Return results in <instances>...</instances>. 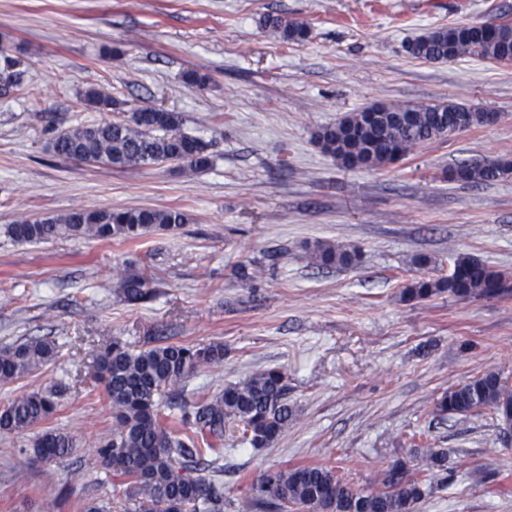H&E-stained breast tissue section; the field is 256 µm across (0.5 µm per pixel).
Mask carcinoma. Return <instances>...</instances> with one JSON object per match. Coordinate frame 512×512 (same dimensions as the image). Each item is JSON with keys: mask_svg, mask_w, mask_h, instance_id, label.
Instances as JSON below:
<instances>
[{"mask_svg": "<svg viewBox=\"0 0 512 512\" xmlns=\"http://www.w3.org/2000/svg\"><path fill=\"white\" fill-rule=\"evenodd\" d=\"M263 29L286 43L307 40L305 24L267 16ZM413 57L447 62L462 56L512 61V24H459L426 32L406 45ZM25 62L8 45L0 48V98L15 94L23 83ZM85 104L100 112L117 108L104 87L83 94ZM486 113L459 105L401 106L389 112L373 105L343 117L317 133L327 154L348 168L377 169L393 164L415 147L449 135V125L466 130L483 124ZM183 118L150 100L132 107L121 120L79 124L59 131L51 142L57 156L114 169L173 162L190 172L213 164L212 144L182 131ZM512 173V164L469 162L457 166L449 178L467 184L496 181ZM187 222L179 209H79L64 216L24 219L5 233L20 243L47 242L60 236L123 240L134 243L154 231H174ZM316 264L326 268L351 266L359 253L344 245L319 243ZM131 303L150 300L153 289L142 274L118 283ZM512 292V281L471 257L459 256L445 278L416 279L402 290L406 301H422L448 294L459 299L494 298ZM61 357L60 346L46 339L0 346V384L33 374ZM224 360V345H158L134 352L119 340L94 355L95 378L102 382L112 407V435L99 441L96 454L114 476L123 480L127 500L135 512H224L222 471L224 434H239L253 448H269L293 419L288 380L283 370L269 368L194 404L177 406L162 400L197 367ZM59 387L28 392L0 408V433L23 434L45 423L57 410ZM475 407L490 408L502 428L512 429V388L496 372L469 379L446 392L437 402L442 415H463ZM73 436L47 429L20 449L48 465L71 454ZM211 455V476L198 474V462ZM427 470L448 480V452L429 448ZM380 487L356 486L333 469L298 466L269 471L253 484L251 512H283L299 504L304 512H416L429 493L426 481L411 475L408 463L396 460L384 468Z\"/></svg>", "mask_w": 512, "mask_h": 512, "instance_id": "obj_1", "label": "carcinoma"}]
</instances>
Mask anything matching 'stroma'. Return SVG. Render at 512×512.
<instances>
[{"label":"stroma","instance_id":"35a3bbf8","mask_svg":"<svg viewBox=\"0 0 512 512\" xmlns=\"http://www.w3.org/2000/svg\"><path fill=\"white\" fill-rule=\"evenodd\" d=\"M268 15L306 23L309 39L274 40L261 26ZM501 21L512 22V0H0V39L27 65L21 90L0 98V229L80 208L190 217L134 246L17 244L0 232V346L36 337L63 346L55 364L0 385V406L64 386L48 425L77 440L42 465L24 452L30 435L0 434V512H83L91 499L131 512L96 455L112 409L92 359L115 339L133 351L223 343L221 364L186 379L189 402L271 367L287 373L294 418L281 438L260 450L224 440V512H242L269 470L322 464L367 488L398 459L419 474L428 448L447 449L450 471L418 512H512V433L487 409L436 411L474 376L493 371L512 385V294L400 299L461 255L512 270V176L447 178L465 160L512 161V62L431 63L404 50L438 27ZM190 70L207 86L187 85ZM97 85L120 103L109 119L141 97L180 113L184 132L212 142V167L115 170L55 155L58 131L100 120L81 101ZM448 102L500 120L377 170L344 168L314 138L375 104ZM320 242L363 259L318 268L310 250ZM420 254L429 266L413 265ZM122 271L148 274L155 298L128 303L115 287Z\"/></svg>","mask_w":512,"mask_h":512}]
</instances>
